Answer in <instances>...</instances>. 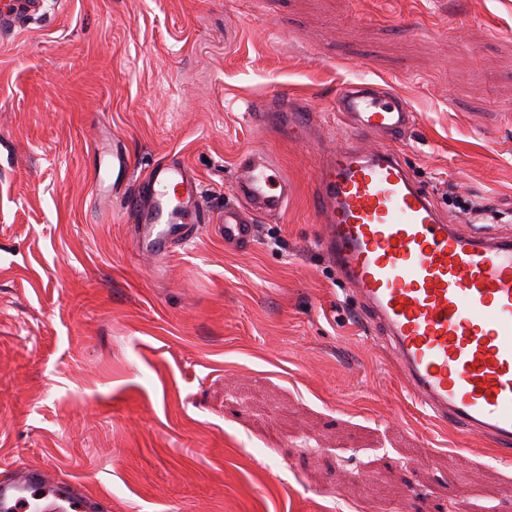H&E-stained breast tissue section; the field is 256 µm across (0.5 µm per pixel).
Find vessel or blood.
I'll use <instances>...</instances> for the list:
<instances>
[{
    "mask_svg": "<svg viewBox=\"0 0 512 512\" xmlns=\"http://www.w3.org/2000/svg\"><path fill=\"white\" fill-rule=\"evenodd\" d=\"M272 93L249 112L252 124L285 126L305 139V108ZM336 108L353 136L400 135L413 124L405 99L382 85L351 82ZM234 179L243 205L224 207V241H254L257 216L281 214L292 186L264 151L242 154ZM323 231L317 247L362 301L405 388L439 422L490 440L512 458V235L448 223L431 193L383 145L324 152L315 182ZM200 185L177 159L152 167L128 200L141 252L165 257L188 245L204 212ZM24 481L0 483V504L21 512Z\"/></svg>",
    "mask_w": 512,
    "mask_h": 512,
    "instance_id": "vessel-or-blood-1",
    "label": "vessel or blood"
}]
</instances>
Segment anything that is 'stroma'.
<instances>
[{"label":"stroma","instance_id":"stroma-1","mask_svg":"<svg viewBox=\"0 0 512 512\" xmlns=\"http://www.w3.org/2000/svg\"><path fill=\"white\" fill-rule=\"evenodd\" d=\"M361 79L411 106L388 145L450 223L512 230V0H46L0 29V479L41 467L100 512H512V464L409 396L317 248L314 171ZM275 90L308 139L248 122ZM103 134L135 178L176 157L200 182L164 274ZM255 148L294 193L234 249ZM109 164L112 166V175L116 173L117 182L119 177L129 178L131 175V162L128 153L124 146L120 144V141L112 137V152L109 154Z\"/></svg>","mask_w":512,"mask_h":512}]
</instances>
